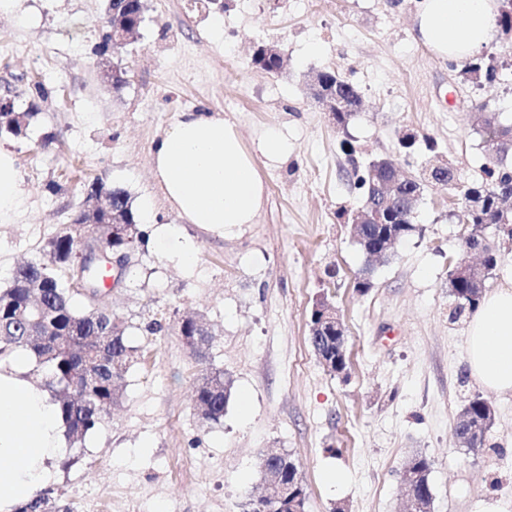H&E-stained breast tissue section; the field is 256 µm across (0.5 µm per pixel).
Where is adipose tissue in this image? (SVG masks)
Returning <instances> with one entry per match:
<instances>
[{
    "instance_id": "adipose-tissue-1",
    "label": "adipose tissue",
    "mask_w": 512,
    "mask_h": 512,
    "mask_svg": "<svg viewBox=\"0 0 512 512\" xmlns=\"http://www.w3.org/2000/svg\"><path fill=\"white\" fill-rule=\"evenodd\" d=\"M496 0H419L415 26L441 59L470 61L496 35ZM288 153L274 128L247 152L234 125L208 109L180 113L151 151L152 172L182 223L216 231L256 223L265 188L255 156L271 161ZM24 193L13 153L0 147V221L20 208ZM155 242L165 258L193 267L198 247L173 224ZM467 361L486 389L512 395V283L485 294L468 322ZM32 357L0 363V512H16L55 483L65 428L48 391L31 377Z\"/></svg>"
}]
</instances>
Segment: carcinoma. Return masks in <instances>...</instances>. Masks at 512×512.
<instances>
[{"label": "carcinoma", "mask_w": 512, "mask_h": 512, "mask_svg": "<svg viewBox=\"0 0 512 512\" xmlns=\"http://www.w3.org/2000/svg\"><path fill=\"white\" fill-rule=\"evenodd\" d=\"M144 10L139 0H112V13L107 15L109 26H122L131 34L139 32L144 18ZM496 25L504 32L512 31V0H498L495 17ZM473 74L480 84L493 87L501 80L499 66L493 57L477 58L464 70ZM319 82L333 87L339 86L344 96L360 99L356 88L332 72L318 73ZM472 107L485 116L482 128L486 133L485 151L487 161L482 168L481 178L466 186L455 183L454 170L436 151L435 144L426 142L427 154L419 157L410 147H404L403 164L392 160L382 161L372 178L368 170H354L347 174L362 197H368L371 184L376 182L383 186L394 181H403L398 194L390 207V222L402 226V237L409 236L414 230L412 222L414 207L424 187L429 182H444L448 189L457 194L460 201L462 222L474 227L492 224L501 219L497 210L500 194L512 190V120L502 122L495 119L493 99L485 97L472 102ZM35 113L22 112L20 118H10L8 132L18 137L24 134L30 119ZM89 197L96 200L106 199L110 212L119 219L133 226L136 231L135 244L144 243L145 231L140 228L139 218L132 208L128 194L112 188L106 182L97 180V188L89 192ZM108 212V213H110ZM108 213L101 208L91 212L78 211L73 223L88 225L87 231H97ZM105 259L89 268L88 275L95 283V297L103 295L104 278L112 276L107 268L106 257L112 251L123 248L120 241L108 236L103 238ZM47 257L45 261H33L19 267L12 275L8 287L0 289V302L7 307L0 309V324L4 325L6 334H0V359L7 358L17 351H27L49 366L51 377L48 388L56 392L57 405L67 431L83 438L96 429L110 415L112 403L120 395L124 376L129 369L136 349L130 345L123 321L99 301L87 302L83 307L75 304L78 293L71 289L67 273L69 267L78 258V249L74 238L67 233L58 235L43 247ZM452 295L457 301L455 314L473 311L481 301L486 281L475 286L464 278H449ZM36 316L49 323V334L40 338H27L25 332L29 321ZM179 331L183 336L209 333L205 323L185 318L179 321ZM105 335L104 353L96 367V381L83 388L73 385L72 371L87 353L91 340ZM323 353L335 358L329 372L345 371L347 363L336 356V330L328 326L321 334ZM231 381L221 373H211L202 377L195 388V403L202 415L210 423H218L224 417L231 395ZM493 414L491 406L477 397L466 407L463 419L458 423L467 438V447L480 448L485 443V434L470 431V425L478 420L484 421ZM263 461L279 469L280 483L286 492L299 499V506L305 507L306 487L298 473L295 463L284 453L267 454ZM418 474L412 489L428 501L432 500L429 483L430 465L426 458L413 456L407 460ZM21 512H72L63 510L40 492L24 504ZM247 512H279L278 504L260 494L249 500Z\"/></svg>", "instance_id": "carcinoma-1"}]
</instances>
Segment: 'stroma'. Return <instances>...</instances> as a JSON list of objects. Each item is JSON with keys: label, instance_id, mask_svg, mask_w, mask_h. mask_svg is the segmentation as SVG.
Wrapping results in <instances>:
<instances>
[{"label": "stroma", "instance_id": "stroma-1", "mask_svg": "<svg viewBox=\"0 0 512 512\" xmlns=\"http://www.w3.org/2000/svg\"><path fill=\"white\" fill-rule=\"evenodd\" d=\"M315 2L147 0L135 38L105 52L107 0H17L0 13V96L24 112L29 80L51 91L25 137L0 130L24 191L20 212L0 223V289L20 263L40 258L94 179L125 190L133 207L150 202L147 232L179 224L151 170L152 145L179 113H222L249 151L271 127L288 140L284 160L255 158L265 185L257 223L221 235L179 224L198 246L193 268L173 266L150 240L103 298L137 352L111 416L68 441L49 487L73 512H244L272 448L296 464L305 512H404L401 476L415 454L430 463L432 512H512V395L472 376L468 318L451 315L448 275L470 231L453 192L425 187L415 231L375 265L364 293L355 282L365 257L345 219L361 204L345 174L347 135L362 164L397 158L406 131L429 136L458 182L478 179L485 147L470 101L479 91L421 42L416 0ZM259 44L283 50L280 72L253 64ZM111 65L127 72L118 93ZM320 71L360 93L347 131L312 99ZM323 296L346 329L343 374L328 372L309 342ZM190 313L213 330L202 360L179 332ZM154 319L165 329L146 335ZM215 370L233 389L223 420L210 424L192 394ZM477 396L494 419L475 451L454 427ZM337 470L345 483L327 486Z\"/></svg>", "mask_w": 512, "mask_h": 512}]
</instances>
